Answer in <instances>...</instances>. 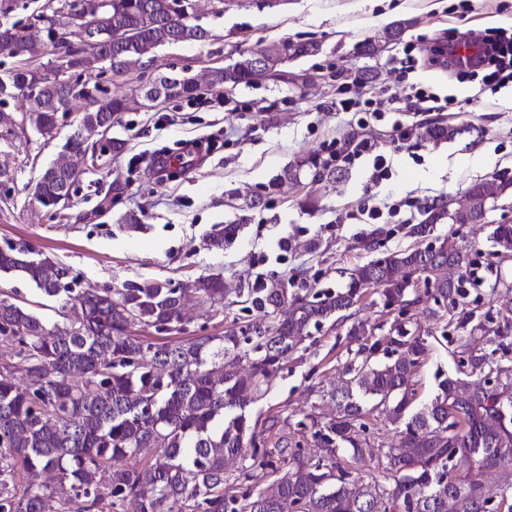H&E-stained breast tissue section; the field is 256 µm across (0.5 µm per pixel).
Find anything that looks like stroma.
I'll return each mask as SVG.
<instances>
[{
  "instance_id": "obj_1",
  "label": "stroma",
  "mask_w": 512,
  "mask_h": 512,
  "mask_svg": "<svg viewBox=\"0 0 512 512\" xmlns=\"http://www.w3.org/2000/svg\"><path fill=\"white\" fill-rule=\"evenodd\" d=\"M197 9L213 33L209 40L162 47L124 76L107 67L81 75V82L117 96L182 72L208 90L201 103L175 99L117 115L111 134L126 140V149L106 166L87 167L73 188L67 220H51L33 189L81 132L85 100L73 103L52 135L28 126L18 136L0 138V161L13 175L0 186V248L27 245L51 256L70 268L81 288L159 281L181 286L221 275L223 310L193 296L184 306L187 336H220L239 312L237 289L258 274L295 275L297 291L339 287L349 269L371 259L361 243L374 229L386 231L385 249L410 246L402 220L424 203L443 196L462 205L473 182L512 178V83L493 91L483 72L457 78L435 52L438 41L448 38L463 44L494 30L512 33V0H197ZM400 20L407 23L401 37L387 39L388 27ZM282 39L312 49L288 61L280 78L232 90L208 86L210 68ZM375 40L384 41L385 49L368 55L365 45ZM408 55L416 60L411 70L400 66ZM412 86L447 98V106L436 114L395 112L365 128L358 127L357 114L336 109L342 95L370 91L384 99ZM438 118L459 127L454 140L414 137L418 126ZM396 122L411 130L410 139L391 141ZM355 130L380 145L389 162V176L379 187L368 188L363 160L352 168L338 166L334 178L285 183L268 192L289 162L309 155L329 159L337 142ZM115 181L125 187L121 201L98 212L100 197ZM256 198L260 206L250 207ZM363 207L383 211L378 225L358 223ZM392 207L398 214L391 218ZM129 213L137 223H125ZM235 218L243 226L234 243L209 248L213 225ZM500 220L494 211L485 224L435 229L470 247L481 284L470 289L467 301L495 323L502 315L488 284L498 278L512 287V262L494 273L487 268L490 225ZM1 290L17 294L44 321H57L61 298L5 273ZM344 355L338 331L316 332L308 350L289 355L267 392L249 406L251 419L263 430L270 415H280L295 439L313 450L311 432L300 423L333 415L325 393L336 383ZM455 369L447 347L433 343L419 373L420 399H430Z\"/></svg>"
}]
</instances>
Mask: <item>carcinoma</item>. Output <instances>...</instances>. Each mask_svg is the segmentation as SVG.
I'll use <instances>...</instances> for the list:
<instances>
[{
	"instance_id": "cac0c4a2",
	"label": "carcinoma",
	"mask_w": 512,
	"mask_h": 512,
	"mask_svg": "<svg viewBox=\"0 0 512 512\" xmlns=\"http://www.w3.org/2000/svg\"><path fill=\"white\" fill-rule=\"evenodd\" d=\"M12 0H0V38H17L24 59L0 80V105L23 96L21 116L0 109V136L30 125L42 135L56 128L77 99H90L80 126L110 130L114 115L130 99L93 96L72 72L88 75L107 63L115 74L134 70L160 47L201 42L193 0H57L47 38L36 26L6 21ZM77 35L86 48L59 76L32 65L44 40L68 46ZM304 43L281 40L241 52L233 64L209 73L213 86L257 82L255 56L282 75V65L308 53ZM171 98L196 99L200 86L190 75H165ZM458 128L437 122L419 127L424 140H452ZM33 196L46 207L70 199L77 166L45 169ZM318 180L334 171L315 156L284 167L271 187ZM512 196V179L491 187L474 183L460 208L441 199L427 204L407 234L416 243L351 270L340 288L303 296L281 277H258L239 291L242 310L258 320L224 330L158 342L145 333H182L184 288L169 282L112 290L72 287L67 266L32 251L0 249V272L21 275L44 295H65L61 321L44 322L19 299L0 297V512H44L56 498L58 512H512V493L498 484L512 469V302L504 326L489 331L468 317L453 340L457 375L443 379L434 396L415 405L419 371L430 352L433 331L396 318L369 325L354 321L340 383L331 391L336 416L311 419L318 452L308 454L283 436L268 448L258 440L246 412L264 395L288 353L301 348L327 323L349 320L369 289L383 307L409 313L432 297L441 318L467 297L473 284L467 248L448 249L438 224H484L494 198ZM238 222L210 232L208 245L233 242ZM491 256L512 255V224H495ZM458 278H448V269ZM191 291L224 303L218 276L198 278ZM20 374L24 386L12 381ZM375 419L393 426L400 447L373 451ZM377 459L386 483L364 479L366 458ZM259 461L276 478L253 492L248 467L227 476L226 462ZM56 482H39L43 473Z\"/></svg>"
}]
</instances>
